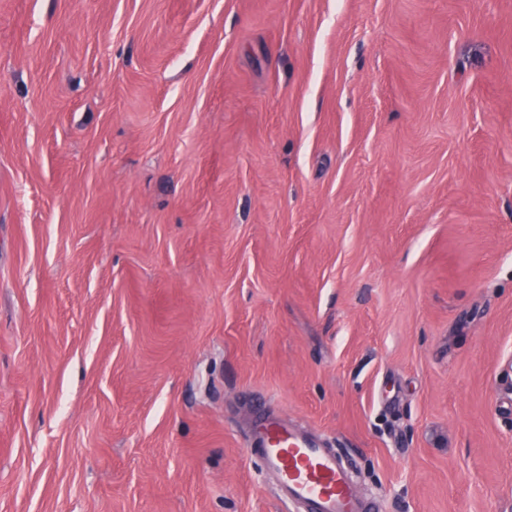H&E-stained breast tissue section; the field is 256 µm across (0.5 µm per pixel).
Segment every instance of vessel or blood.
I'll return each mask as SVG.
<instances>
[{
  "instance_id": "b4317fda",
  "label": "vessel or blood",
  "mask_w": 512,
  "mask_h": 512,
  "mask_svg": "<svg viewBox=\"0 0 512 512\" xmlns=\"http://www.w3.org/2000/svg\"><path fill=\"white\" fill-rule=\"evenodd\" d=\"M245 445L278 497L302 503L304 512H376L335 449L275 408L260 409Z\"/></svg>"
}]
</instances>
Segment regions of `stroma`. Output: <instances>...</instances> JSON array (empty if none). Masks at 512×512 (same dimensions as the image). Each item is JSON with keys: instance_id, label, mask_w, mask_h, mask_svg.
Instances as JSON below:
<instances>
[{"instance_id": "1", "label": "stroma", "mask_w": 512, "mask_h": 512, "mask_svg": "<svg viewBox=\"0 0 512 512\" xmlns=\"http://www.w3.org/2000/svg\"><path fill=\"white\" fill-rule=\"evenodd\" d=\"M512 0H0V512H512ZM245 445L261 473L273 480L278 497L302 503L304 512L377 511L336 450L275 408L260 409Z\"/></svg>"}]
</instances>
